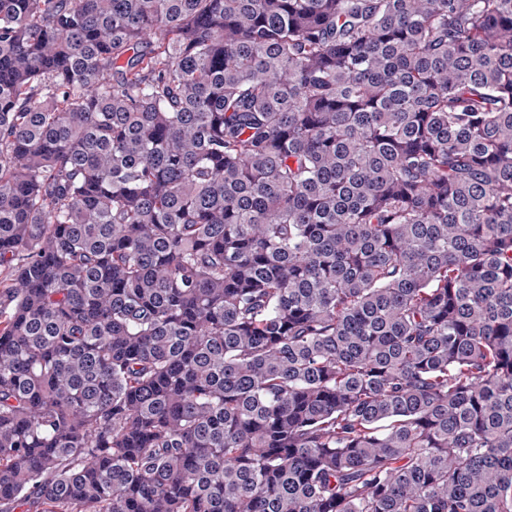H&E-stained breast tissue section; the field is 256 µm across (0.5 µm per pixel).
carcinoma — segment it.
<instances>
[{
  "label": "carcinoma",
  "instance_id": "1",
  "mask_svg": "<svg viewBox=\"0 0 512 512\" xmlns=\"http://www.w3.org/2000/svg\"><path fill=\"white\" fill-rule=\"evenodd\" d=\"M0 512H512V0H0Z\"/></svg>",
  "mask_w": 512,
  "mask_h": 512
}]
</instances>
